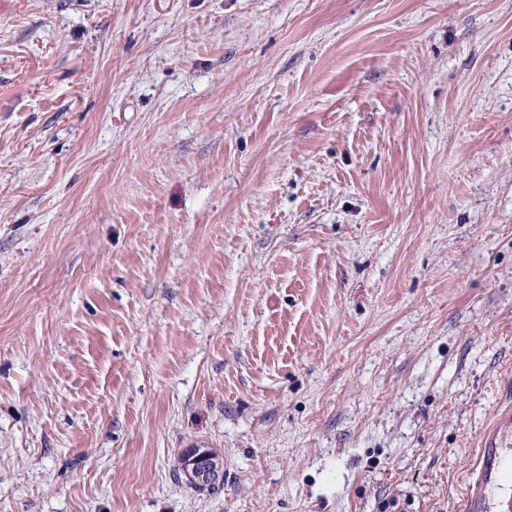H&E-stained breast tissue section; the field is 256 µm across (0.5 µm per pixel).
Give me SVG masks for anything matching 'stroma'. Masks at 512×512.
Here are the masks:
<instances>
[{
	"instance_id": "1",
	"label": "stroma",
	"mask_w": 512,
	"mask_h": 512,
	"mask_svg": "<svg viewBox=\"0 0 512 512\" xmlns=\"http://www.w3.org/2000/svg\"><path fill=\"white\" fill-rule=\"evenodd\" d=\"M509 414L512 0H0V512H464ZM186 473L198 485H205L218 470V465L205 448H189L186 452Z\"/></svg>"
}]
</instances>
